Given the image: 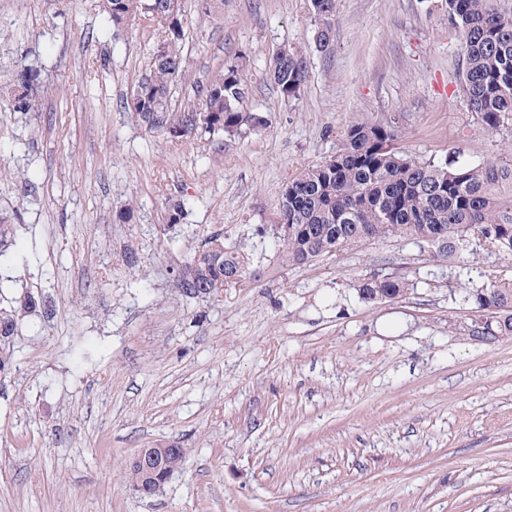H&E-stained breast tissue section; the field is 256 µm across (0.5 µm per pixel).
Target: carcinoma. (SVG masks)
<instances>
[{
	"mask_svg": "<svg viewBox=\"0 0 512 512\" xmlns=\"http://www.w3.org/2000/svg\"><path fill=\"white\" fill-rule=\"evenodd\" d=\"M322 22L319 41L327 44L335 0H312ZM168 0H102V10L114 27L143 14L166 34L156 47L160 60L149 62L134 104L137 122L145 131L181 139L199 135L236 134L244 127L261 128L266 118L242 112L246 94L242 68L231 64L199 91L201 107L175 112L170 89L183 71L181 12L171 14ZM448 24L462 39L463 58L458 91L482 124L494 132L512 123V12L498 0H445ZM306 63L284 47L272 59L270 77L285 98L300 94ZM37 74L22 70L7 89L20 109L31 107ZM396 119L359 118L344 131L341 146L321 164L288 181L279 204L278 247L282 262L307 265L318 258L376 238L398 235L430 241L439 247L437 261L464 263L476 248L488 243L512 257V160L461 162L423 161L396 147ZM181 268L191 276L178 282L180 295L198 298L204 284L227 275L247 276V257L224 246L221 235L207 238ZM355 287L367 292L361 301L401 298L409 280L391 274L359 279ZM464 301L489 314L512 309V280L466 288ZM34 296L25 294L17 306L0 310V346L15 336L18 320L32 311ZM36 301V300H34ZM44 301H36L41 306Z\"/></svg>",
	"mask_w": 512,
	"mask_h": 512,
	"instance_id": "obj_1",
	"label": "carcinoma"
}]
</instances>
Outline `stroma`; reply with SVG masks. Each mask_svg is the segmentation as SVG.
Here are the masks:
<instances>
[{
	"instance_id": "obj_1",
	"label": "stroma",
	"mask_w": 512,
	"mask_h": 512,
	"mask_svg": "<svg viewBox=\"0 0 512 512\" xmlns=\"http://www.w3.org/2000/svg\"><path fill=\"white\" fill-rule=\"evenodd\" d=\"M211 5L181 0L172 105L239 62L240 109L267 124L170 140L131 110L155 25L112 27L99 0H0V87L39 72L30 109L0 97V214L17 227L0 308L45 301L0 378V512H512V339H469L460 295L512 280V258L440 267L399 236L277 256L283 188L358 118L401 117L400 147L424 161L512 159V129L487 131L456 91L442 0H336L324 47L312 0ZM284 47L306 62L292 100L269 76ZM217 231L247 277L182 297L178 267ZM373 272L412 288L365 304L354 284ZM170 444L180 468L135 495L130 458Z\"/></svg>"
}]
</instances>
